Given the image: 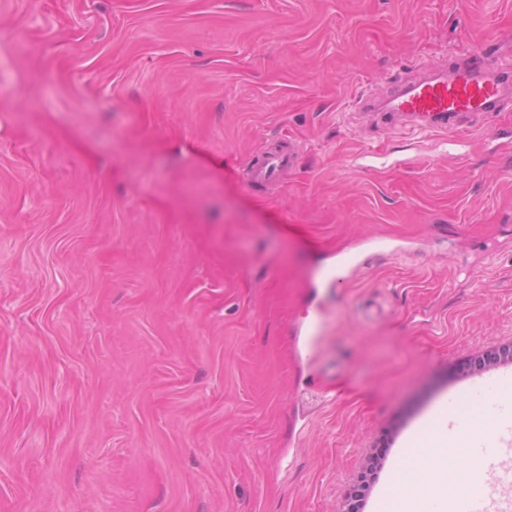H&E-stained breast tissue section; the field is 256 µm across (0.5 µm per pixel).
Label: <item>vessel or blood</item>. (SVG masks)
Returning <instances> with one entry per match:
<instances>
[{
    "label": "vessel or blood",
    "instance_id": "vessel-or-blood-1",
    "mask_svg": "<svg viewBox=\"0 0 512 512\" xmlns=\"http://www.w3.org/2000/svg\"><path fill=\"white\" fill-rule=\"evenodd\" d=\"M506 87L501 69L482 55L462 59L454 71H439L413 82L395 85L383 105L372 106V114L390 122L410 117L421 126L447 132L450 141H459L472 129L471 120L500 111ZM301 144L279 136L260 149L248 163L246 187L278 189L286 172L297 164ZM472 456L482 459L485 468L473 497L458 506L459 512H480L486 490L499 480L498 468L489 460L486 448L475 446Z\"/></svg>",
    "mask_w": 512,
    "mask_h": 512
}]
</instances>
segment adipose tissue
<instances>
[{
    "instance_id": "obj_1",
    "label": "adipose tissue",
    "mask_w": 512,
    "mask_h": 512,
    "mask_svg": "<svg viewBox=\"0 0 512 512\" xmlns=\"http://www.w3.org/2000/svg\"><path fill=\"white\" fill-rule=\"evenodd\" d=\"M455 432L440 423L429 425L424 439L410 443L390 477L380 512H432L431 502L448 503L463 496L480 463L469 449L480 437L491 436L494 424L471 404L457 409ZM456 451L459 464L449 470V451Z\"/></svg>"
}]
</instances>
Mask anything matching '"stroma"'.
Instances as JSON below:
<instances>
[{
	"instance_id": "stroma-1",
	"label": "stroma",
	"mask_w": 512,
	"mask_h": 512,
	"mask_svg": "<svg viewBox=\"0 0 512 512\" xmlns=\"http://www.w3.org/2000/svg\"><path fill=\"white\" fill-rule=\"evenodd\" d=\"M478 48L512 65V0H0V512H337L381 448L377 512L512 373L474 364L512 342V108L450 146L362 107ZM301 147V143L294 138L277 136L270 146L258 150L250 158L246 187L281 189L284 175L297 165Z\"/></svg>"
}]
</instances>
